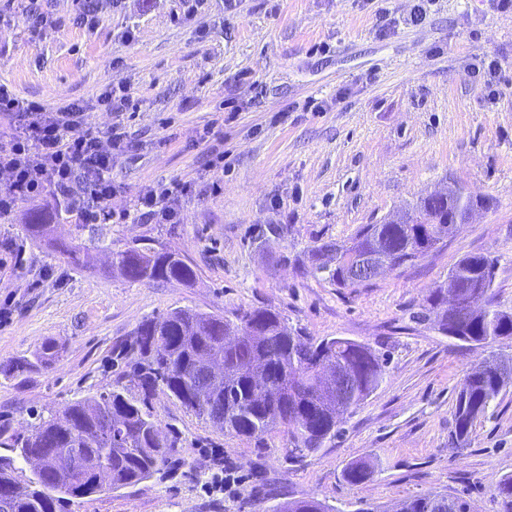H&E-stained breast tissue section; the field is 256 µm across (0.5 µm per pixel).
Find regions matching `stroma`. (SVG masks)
Here are the masks:
<instances>
[{
	"instance_id": "stroma-1",
	"label": "stroma",
	"mask_w": 512,
	"mask_h": 512,
	"mask_svg": "<svg viewBox=\"0 0 512 512\" xmlns=\"http://www.w3.org/2000/svg\"><path fill=\"white\" fill-rule=\"evenodd\" d=\"M85 0H0V81L54 111L79 104L87 127L122 133L112 159L111 220L94 231L113 249L142 238L180 253L192 285L132 282L108 252L75 265L24 231L33 205L0 216V242L25 262L0 267V414L26 428L31 410H61L124 371L114 349L138 325L176 307L224 313L268 307L318 338L367 343L389 358L381 385L347 415L336 439L288 462L283 432L263 444L216 430L173 397L150 403L178 433L179 466L81 503L74 512H265L272 500L314 497L338 512H391L420 495L470 497L498 512L494 485L512 476V388L471 442L453 451V404L485 348L415 323L417 303L463 256H497L499 304L512 312V11L490 0H103L95 27ZM48 24H38V16ZM500 65L492 87L473 74ZM123 88L128 106L102 94ZM457 181L492 198L445 245L372 280L339 288L299 263L311 246L344 241L364 224ZM189 184L179 221L136 210L141 190ZM365 461L363 483L344 470ZM223 490L211 493L214 477Z\"/></svg>"
}]
</instances>
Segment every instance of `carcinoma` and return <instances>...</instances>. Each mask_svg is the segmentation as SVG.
<instances>
[{
    "label": "carcinoma",
    "instance_id": "carcinoma-1",
    "mask_svg": "<svg viewBox=\"0 0 512 512\" xmlns=\"http://www.w3.org/2000/svg\"><path fill=\"white\" fill-rule=\"evenodd\" d=\"M469 202L452 198L438 202L420 196L399 222L387 218L363 224L348 244L328 241L307 252L314 273L338 288H359L371 283L369 273L351 274L342 261H323L325 253L342 249L362 255L384 254L393 268L413 264L435 250L456 225L465 223ZM62 210L54 207L31 215L26 230L46 240L73 264L88 261L90 250L104 248V240L70 245L51 237L52 225L60 223ZM113 262L133 282L197 279L196 269L179 254L158 250L143 242L112 253ZM499 259L466 255L449 270L446 281L428 289L421 311L438 316L439 333L469 345L491 347L502 337H512V313L499 308L495 282ZM466 299L480 290L486 296V314L448 312V291ZM243 323H254L261 335H243L234 347H224V336ZM116 358L130 368V385L95 392L72 401L60 412H31L34 423L26 432L0 417V512H72L76 504L106 490L136 486L162 468L176 462V441L152 432L156 421L149 398L161 390L176 398L199 419L237 437L260 440L274 430L288 437V459L314 452L339 433L336 405L319 389L317 361L335 360L346 372L347 401L356 408L383 381L387 359L370 346L343 337L317 339L288 326L270 308L238 309L229 315L193 308H174L144 320ZM267 370L275 387L256 394L245 366ZM512 385V358L490 355L464 376L455 394L451 444L467 446L477 420ZM52 439L57 452L74 460L76 470L63 473L26 474L24 456ZM512 477L495 485L499 512H512ZM440 494L415 496L401 501L396 512H442ZM269 512H334L316 499L278 503Z\"/></svg>",
    "mask_w": 512,
    "mask_h": 512
}]
</instances>
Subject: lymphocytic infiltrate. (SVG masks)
Listing matches in <instances>:
<instances>
[{"mask_svg":"<svg viewBox=\"0 0 512 512\" xmlns=\"http://www.w3.org/2000/svg\"><path fill=\"white\" fill-rule=\"evenodd\" d=\"M0 112L24 117L9 147H0V172L9 175L6 187L0 188V215L8 214L18 200L49 193L70 198L86 219L108 215L112 158L126 150L120 134L101 139L98 131L84 128L79 105L50 112L38 103L20 102L2 84ZM186 190L179 183L151 187L139 194L138 205L148 219L173 224L179 217V197Z\"/></svg>","mask_w":512,"mask_h":512,"instance_id":"lymphocytic-infiltrate-1","label":"lymphocytic infiltrate"}]
</instances>
